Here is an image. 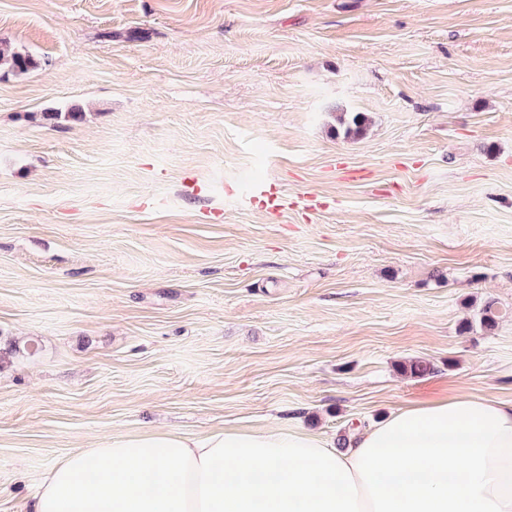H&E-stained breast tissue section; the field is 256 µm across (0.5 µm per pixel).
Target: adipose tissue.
Here are the masks:
<instances>
[{"instance_id":"ef3b65f1","label":"adipose tissue","mask_w":512,"mask_h":512,"mask_svg":"<svg viewBox=\"0 0 512 512\" xmlns=\"http://www.w3.org/2000/svg\"><path fill=\"white\" fill-rule=\"evenodd\" d=\"M28 512H512V404L462 393L355 430L152 431L72 449Z\"/></svg>"}]
</instances>
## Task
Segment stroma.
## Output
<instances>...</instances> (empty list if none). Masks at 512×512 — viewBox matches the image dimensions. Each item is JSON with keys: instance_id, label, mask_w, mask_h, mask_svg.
Here are the masks:
<instances>
[{"instance_id": "obj_1", "label": "stroma", "mask_w": 512, "mask_h": 512, "mask_svg": "<svg viewBox=\"0 0 512 512\" xmlns=\"http://www.w3.org/2000/svg\"><path fill=\"white\" fill-rule=\"evenodd\" d=\"M0 49V512L117 435L512 403V0H0ZM6 65L12 72L24 74L37 68V61L29 54L12 52L5 55L0 52V66ZM336 120L347 137L363 135L370 123L368 116L362 112H342L337 115ZM245 201L252 205L257 201L267 202L274 206H282V199L277 187L264 180L254 181L244 196Z\"/></svg>"}]
</instances>
